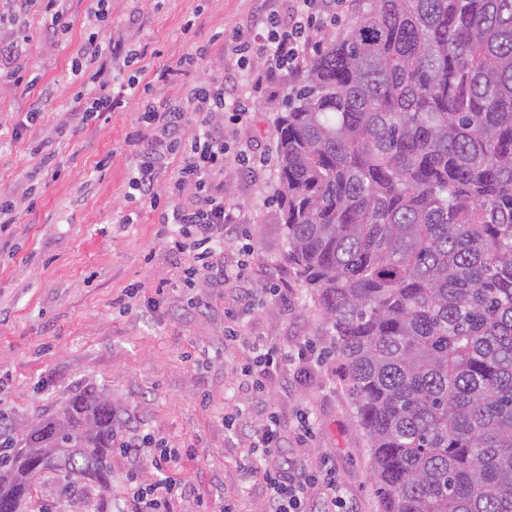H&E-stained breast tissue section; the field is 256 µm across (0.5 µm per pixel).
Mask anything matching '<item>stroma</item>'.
Instances as JSON below:
<instances>
[{
	"instance_id": "35a3bbf8",
	"label": "stroma",
	"mask_w": 512,
	"mask_h": 512,
	"mask_svg": "<svg viewBox=\"0 0 512 512\" xmlns=\"http://www.w3.org/2000/svg\"><path fill=\"white\" fill-rule=\"evenodd\" d=\"M252 4L112 0V20L98 37L138 53L124 75L150 83V98L161 107L186 97L201 80L236 69L237 58L223 39L244 26ZM92 6V0H68L70 28L53 34L39 14L15 17L11 0H0V34L20 29L29 35L18 65L38 76L39 89L51 97L38 123L15 137L14 123L37 95L0 79V194L16 204L13 232L0 237V412L31 422L55 414L78 393H105L116 405L122 439L149 434L182 451L175 478L185 491L171 500L169 512H205L225 497L236 500L241 512H259L260 485L242 466L247 440L224 421L246 400L239 366L249 354L247 339L258 337L281 350L305 352L267 381L289 451L314 467L329 462L349 512H378L367 444L340 363L325 356L330 341L319 333L321 312L285 260L275 201L278 166L255 171L228 162L226 199L245 222L216 261L230 270L244 265L248 287L284 289L287 303L259 296L242 316L235 288L226 285L199 289L200 304H190L180 277L191 257L168 253L158 212L146 207L139 223H115L130 207L126 137L140 128L138 103L76 131L65 129L85 91L74 82L71 64L87 37L84 19ZM200 45L209 51L199 68L154 81V71ZM304 77V71L286 69L253 88L251 118L228 125L229 137L275 154L276 114ZM34 143L55 153L59 177L32 159ZM161 284L166 291L159 296ZM132 287L138 295L117 304V296ZM235 321L243 341L225 345L224 331ZM303 411L310 433L301 442ZM156 478L146 456L113 453V508L131 512L130 481L145 487Z\"/></svg>"
}]
</instances>
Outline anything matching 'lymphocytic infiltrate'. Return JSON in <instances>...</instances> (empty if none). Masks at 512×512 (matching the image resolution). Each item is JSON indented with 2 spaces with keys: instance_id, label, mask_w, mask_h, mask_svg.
<instances>
[{
  "instance_id": "1",
  "label": "lymphocytic infiltrate",
  "mask_w": 512,
  "mask_h": 512,
  "mask_svg": "<svg viewBox=\"0 0 512 512\" xmlns=\"http://www.w3.org/2000/svg\"><path fill=\"white\" fill-rule=\"evenodd\" d=\"M332 8V0H289L281 12L267 7L255 11L250 28L263 31V39L256 41L238 32L230 40L238 57V72L200 82L186 98L162 108L155 106L147 90L138 84L111 91L106 74L128 66L130 59L121 46L103 45L93 32L109 15L107 0H97L96 10L89 12L86 23L92 32L73 68L79 72L84 65H92L89 80L96 91L89 101L79 104L72 118L75 125H84L130 100H139L140 121L151 130L152 141L133 156L129 185L139 206L120 215L119 221L138 223L145 206L159 212L161 223L169 227V253L192 256L184 271L186 290L192 292L212 282L239 285L242 279L241 272L219 266L214 256L226 241L236 237L245 221L240 210L224 199V164L231 152L224 124H240L248 118L241 84L243 70L250 58L262 59L263 71L251 76L257 84L273 79L283 69L300 67L309 33L326 27ZM171 156L178 160L173 169L166 163ZM249 350L240 372L250 393V405L259 411V421L248 429L246 465L261 485L263 512H309L308 500L314 492L322 498V512H344L346 501L330 466L312 469L300 457L281 452L279 417L269 403L266 381L271 370L287 366L290 353L260 339L250 342ZM121 450L136 455L150 453L151 463L161 476L153 485L137 489L133 499L139 505L137 512H163L178 491L165 471L178 464L179 455L147 435L123 442Z\"/></svg>"
}]
</instances>
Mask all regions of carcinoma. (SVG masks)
Instances as JSON below:
<instances>
[{
    "mask_svg": "<svg viewBox=\"0 0 512 512\" xmlns=\"http://www.w3.org/2000/svg\"><path fill=\"white\" fill-rule=\"evenodd\" d=\"M288 262L379 512H512V0H370L278 113ZM116 408L0 413V512L112 485Z\"/></svg>",
    "mask_w": 512,
    "mask_h": 512,
    "instance_id": "obj_1",
    "label": "carcinoma"
}]
</instances>
